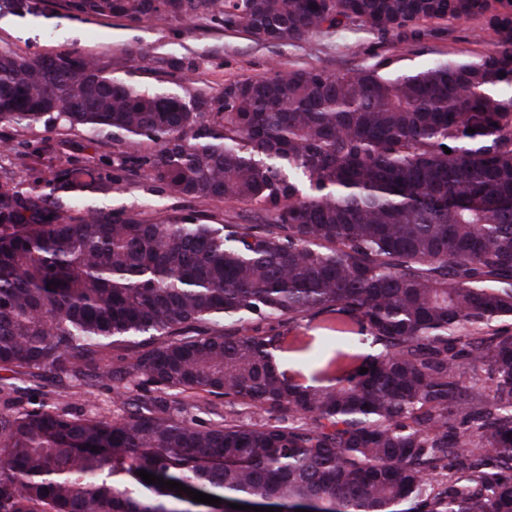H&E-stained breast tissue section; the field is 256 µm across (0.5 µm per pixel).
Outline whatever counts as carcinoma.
<instances>
[{"label":"carcinoma","instance_id":"carcinoma-1","mask_svg":"<svg viewBox=\"0 0 512 512\" xmlns=\"http://www.w3.org/2000/svg\"><path fill=\"white\" fill-rule=\"evenodd\" d=\"M62 7L204 19L259 42L419 40L422 24L473 20L492 48L420 69L290 66L207 101L135 78L140 47L113 61L0 47V123L112 139L171 192L263 215L102 212L87 191L118 177L70 159L46 191L0 187V370L80 387L125 361L112 369L121 415L0 417V512H512V0ZM314 320L320 347L302 360L334 384L292 382L276 363ZM354 323L378 347L365 374L344 364ZM467 363L487 374L479 391ZM211 397L223 415L187 418Z\"/></svg>","mask_w":512,"mask_h":512}]
</instances>
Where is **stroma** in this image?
Here are the masks:
<instances>
[{
	"instance_id": "obj_1",
	"label": "stroma",
	"mask_w": 512,
	"mask_h": 512,
	"mask_svg": "<svg viewBox=\"0 0 512 512\" xmlns=\"http://www.w3.org/2000/svg\"><path fill=\"white\" fill-rule=\"evenodd\" d=\"M491 40L477 23L455 21L434 26L430 36L413 41L410 34L379 39L366 31L324 35L303 41L263 43L247 34L215 28L202 20L171 19L132 23L125 19L102 20L72 17L57 9L46 16L0 18V46L35 55L78 51L101 59L120 56L125 48L147 49V85L187 86L205 98L218 96L226 83L243 77L261 78L283 67L317 65L336 71L357 69L387 58L400 68H420L434 59L471 56L485 50ZM34 156L21 162L1 153L0 168L9 172L10 186L21 190L45 187L47 179L65 159L104 157L115 160L121 145L105 141L88 143L40 128L29 135ZM97 209L134 215L141 219L195 214L205 224H256L260 215L251 206L227 201L197 202L169 193L146 171L123 174L116 189L93 194ZM9 371H0V415H12L41 406L59 405L76 414L109 407L112 382L97 379L82 388L60 385L54 375L14 393L7 385Z\"/></svg>"
}]
</instances>
